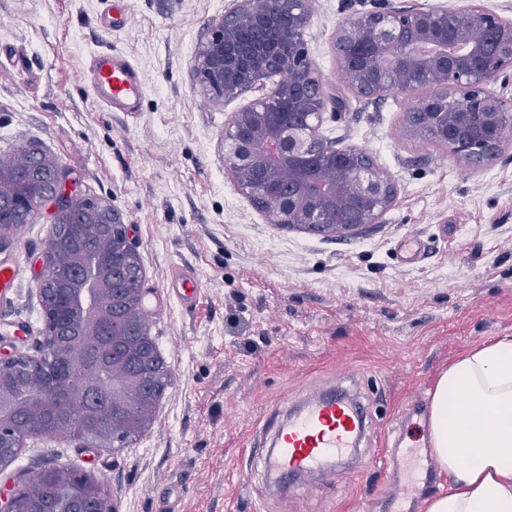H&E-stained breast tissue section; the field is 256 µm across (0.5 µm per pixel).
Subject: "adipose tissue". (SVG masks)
<instances>
[{
  "instance_id": "adipose-tissue-1",
  "label": "adipose tissue",
  "mask_w": 512,
  "mask_h": 512,
  "mask_svg": "<svg viewBox=\"0 0 512 512\" xmlns=\"http://www.w3.org/2000/svg\"><path fill=\"white\" fill-rule=\"evenodd\" d=\"M429 443L452 483L423 512H512V336L475 344L440 372Z\"/></svg>"
}]
</instances>
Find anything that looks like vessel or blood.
Masks as SVG:
<instances>
[{"label": "vessel or blood", "instance_id": "vessel-or-blood-1", "mask_svg": "<svg viewBox=\"0 0 512 512\" xmlns=\"http://www.w3.org/2000/svg\"><path fill=\"white\" fill-rule=\"evenodd\" d=\"M95 96L111 111H133L145 92L137 68L123 55L97 53L90 66ZM272 434L259 460L270 486L314 474L356 451L365 429L360 404L344 393L316 390L268 426Z\"/></svg>", "mask_w": 512, "mask_h": 512}]
</instances>
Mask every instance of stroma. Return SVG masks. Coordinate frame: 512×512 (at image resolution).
I'll use <instances>...</instances> for the list:
<instances>
[{"label":"stroma","mask_w":512,"mask_h":512,"mask_svg":"<svg viewBox=\"0 0 512 512\" xmlns=\"http://www.w3.org/2000/svg\"><path fill=\"white\" fill-rule=\"evenodd\" d=\"M106 28L102 0H0V154L34 146L75 197L112 205L143 267L150 335L170 369L148 429L121 447L31 438L0 474L8 489L50 463L98 482L118 512H422L449 478L409 484L429 463L427 394L469 347L512 335V143L474 169L409 137V96L361 97L340 77L337 27L377 7L460 9L468 0H313L303 39L322 81L321 135L364 151L396 185L374 224L347 238L268 224L232 180L231 112L278 77L228 102L192 67L212 19L233 0H125ZM126 55L146 91L110 112L84 75L94 53ZM49 213L0 239L19 277L0 299V352L42 340L38 288ZM200 283L183 305L176 271ZM341 384L370 429L359 454L270 490L256 450L271 407Z\"/></svg>","instance_id":"35a3bbf8"}]
</instances>
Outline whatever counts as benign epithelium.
Wrapping results in <instances>:
<instances>
[{
    "mask_svg": "<svg viewBox=\"0 0 512 512\" xmlns=\"http://www.w3.org/2000/svg\"><path fill=\"white\" fill-rule=\"evenodd\" d=\"M311 2L237 0L234 9L211 21L196 54L193 78L213 98L230 101L273 75L288 73L269 94L230 113L224 125L228 170L267 223L344 237L375 223L394 202L397 187L379 170L351 174L357 153L338 150L319 134L322 85L302 37ZM474 18L480 24L478 37ZM335 46L342 79L360 96L430 89L405 113L409 136L427 133L452 157L473 166L494 158L504 142L512 141V107L487 89L512 70V19L485 9L478 0L459 11L375 10L338 26ZM29 155L31 164L23 172L13 167L11 157L0 155V178L13 177L34 188L49 171L52 190L35 197L25 191L8 202L0 199V215H25L30 224L46 207L52 215L50 240H78L83 225L71 221L61 168L36 148ZM84 221L112 237L114 257L126 265L125 276L141 284L142 269L132 258L137 250L119 215L90 203ZM71 275L79 333L66 323L51 343L92 361L101 340L109 338L116 358L129 362L131 383L158 367L168 370L164 359L144 355L149 322L142 297L135 301L136 310H130L125 289L112 280V267L99 268L76 253ZM124 390L125 385L112 383L107 371H99L87 389L85 412L105 415L99 407L104 397L113 407H123ZM48 396L58 406L67 401V394L59 391L0 393V471L8 467L6 450L47 435L39 429L25 431L22 413ZM49 483L71 491L44 508L26 501V487L15 484L0 494V512H112L100 486L78 484L62 469L50 471Z\"/></svg>",
    "mask_w": 512,
    "mask_h": 512,
    "instance_id": "obj_1",
    "label": "benign epithelium"
}]
</instances>
